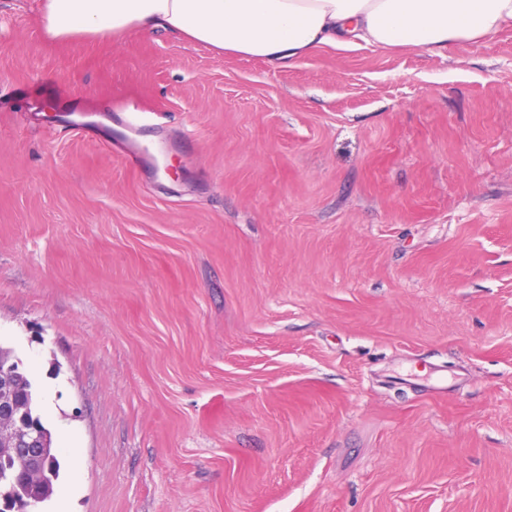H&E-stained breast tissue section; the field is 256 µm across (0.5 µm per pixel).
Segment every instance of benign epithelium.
Wrapping results in <instances>:
<instances>
[{"label":"benign epithelium","instance_id":"obj_1","mask_svg":"<svg viewBox=\"0 0 512 512\" xmlns=\"http://www.w3.org/2000/svg\"><path fill=\"white\" fill-rule=\"evenodd\" d=\"M51 436L47 428L30 424L16 413L12 377H0V447L20 453L32 465L41 463L48 454Z\"/></svg>","mask_w":512,"mask_h":512}]
</instances>
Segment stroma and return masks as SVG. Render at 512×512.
<instances>
[{
  "mask_svg": "<svg viewBox=\"0 0 512 512\" xmlns=\"http://www.w3.org/2000/svg\"><path fill=\"white\" fill-rule=\"evenodd\" d=\"M38 2L0 0L34 512H512V29L282 67Z\"/></svg>",
  "mask_w": 512,
  "mask_h": 512,
  "instance_id": "obj_1",
  "label": "stroma"
}]
</instances>
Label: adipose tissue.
I'll return each mask as SVG.
<instances>
[{
  "label": "adipose tissue",
  "instance_id": "obj_1",
  "mask_svg": "<svg viewBox=\"0 0 512 512\" xmlns=\"http://www.w3.org/2000/svg\"><path fill=\"white\" fill-rule=\"evenodd\" d=\"M53 42L161 29L218 53L293 63L357 44L429 51L512 28V0H41Z\"/></svg>",
  "mask_w": 512,
  "mask_h": 512
}]
</instances>
